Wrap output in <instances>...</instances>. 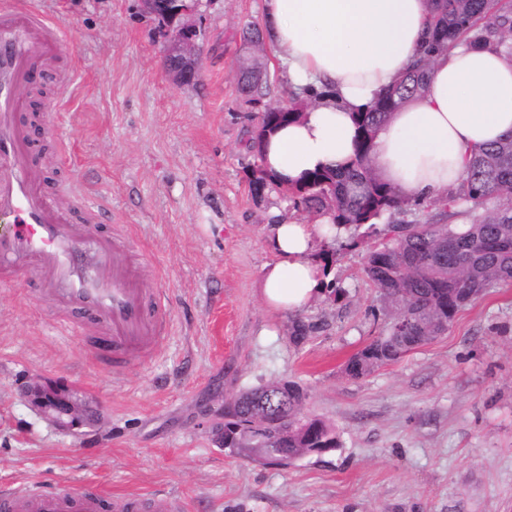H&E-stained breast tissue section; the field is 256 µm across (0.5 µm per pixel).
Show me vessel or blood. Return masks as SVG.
<instances>
[{"instance_id": "1", "label": "vessel or blood", "mask_w": 512, "mask_h": 512, "mask_svg": "<svg viewBox=\"0 0 512 512\" xmlns=\"http://www.w3.org/2000/svg\"><path fill=\"white\" fill-rule=\"evenodd\" d=\"M60 27L37 0H0V284L34 275L69 335L99 336L108 360H146L168 333L165 292L140 278L144 258L124 230L96 232L104 207L84 192L60 200L34 173L35 152L21 113L34 74L51 69ZM0 512H185L179 498L108 499L55 483L0 493Z\"/></svg>"}]
</instances>
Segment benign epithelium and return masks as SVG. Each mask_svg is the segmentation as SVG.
<instances>
[{"label": "benign epithelium", "mask_w": 512, "mask_h": 512, "mask_svg": "<svg viewBox=\"0 0 512 512\" xmlns=\"http://www.w3.org/2000/svg\"><path fill=\"white\" fill-rule=\"evenodd\" d=\"M198 0H182L178 8L171 11L178 24L171 29L165 47V66L176 85L192 82L199 70L198 39L196 26L181 21L190 14ZM27 396L43 415L63 430L78 429L87 424L72 392L64 385L35 380L27 385Z\"/></svg>", "instance_id": "benign-epithelium-1"}]
</instances>
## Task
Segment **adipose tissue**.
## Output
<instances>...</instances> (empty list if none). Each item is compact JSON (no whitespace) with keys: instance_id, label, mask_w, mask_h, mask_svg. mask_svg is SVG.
<instances>
[{"instance_id":"1","label":"adipose tissue","mask_w":512,"mask_h":512,"mask_svg":"<svg viewBox=\"0 0 512 512\" xmlns=\"http://www.w3.org/2000/svg\"><path fill=\"white\" fill-rule=\"evenodd\" d=\"M425 0H262V26L292 86L321 97L262 144L263 168L284 186L306 172L340 168L354 158L355 122L417 58ZM512 133V61L463 46L436 58L426 93L395 112L375 139L380 176L405 195L430 199L457 185L470 152ZM320 220L270 215L273 261L259 283L277 314L303 311L327 272L311 252L314 238L334 239Z\"/></svg>"}]
</instances>
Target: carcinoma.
I'll use <instances>...</instances> for the list:
<instances>
[{
	"label": "carcinoma",
	"mask_w": 512,
	"mask_h": 512,
	"mask_svg": "<svg viewBox=\"0 0 512 512\" xmlns=\"http://www.w3.org/2000/svg\"><path fill=\"white\" fill-rule=\"evenodd\" d=\"M429 17L420 57L402 78L363 112L357 113L358 134L353 161L343 169L316 171L290 188L276 184L260 164V144L278 126L301 116L308 107L293 97L288 103L267 105L255 116L249 170L254 194L267 189L288 195L292 208L328 217L336 226H364L381 238L369 249L364 272L381 296L398 305L386 334L352 355L344 373L354 379L370 375L381 365L431 342L446 331L457 314L495 285H512V134L474 149L459 185L423 207L439 215L460 218V224H437L428 217L415 224H385L387 212L411 207L410 199L381 180L371 154L379 130L392 114L423 94L430 81L432 58L461 41L500 52L512 60V0H426ZM241 72L240 93L253 104L267 95L268 78ZM280 385L271 381L227 399L224 447L265 464L272 453H289V463L301 459L305 448H334L336 435L319 418L302 414L303 390L290 382L288 399L272 398ZM263 404L292 420L297 436L287 441L270 433L264 448L247 426V415Z\"/></svg>",
	"instance_id": "cac0c4a2"
}]
</instances>
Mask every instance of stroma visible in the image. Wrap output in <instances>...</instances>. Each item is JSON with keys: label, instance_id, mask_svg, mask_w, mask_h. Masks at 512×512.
I'll return each mask as SVG.
<instances>
[{"label": "stroma", "instance_id": "35a3bbf8", "mask_svg": "<svg viewBox=\"0 0 512 512\" xmlns=\"http://www.w3.org/2000/svg\"><path fill=\"white\" fill-rule=\"evenodd\" d=\"M62 27L73 82L49 89L61 144L40 149L39 176L78 183L105 200L163 285L171 321L148 361L99 364L65 335L36 285H0V488L59 481L108 495L183 497L188 512H512V286L459 312L447 333L370 375L348 358L380 336L395 308L364 273L372 241L349 226L316 239L330 284L298 318L270 316L258 289L271 210L313 216L282 194L255 196L247 166L257 105L238 93L251 55L242 27L261 0H200L197 83L165 71L167 31L140 0H38ZM73 390L90 420L57 429L29 401L32 380ZM304 391L303 411L339 445L288 467L220 448L211 426L224 400L270 381Z\"/></svg>", "mask_w": 512, "mask_h": 512}]
</instances>
